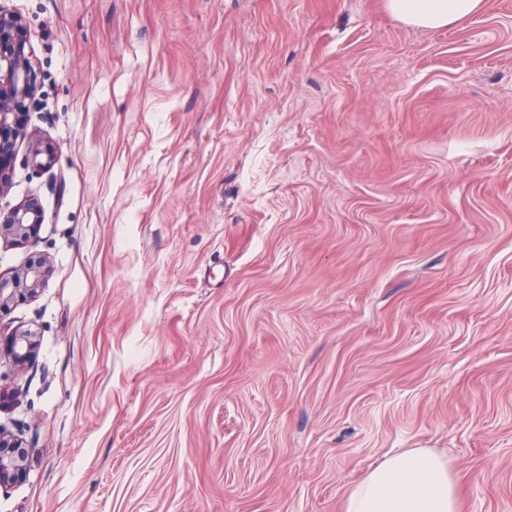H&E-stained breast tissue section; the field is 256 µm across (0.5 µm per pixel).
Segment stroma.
<instances>
[{"label": "stroma", "instance_id": "obj_1", "mask_svg": "<svg viewBox=\"0 0 512 512\" xmlns=\"http://www.w3.org/2000/svg\"><path fill=\"white\" fill-rule=\"evenodd\" d=\"M38 73L0 512H343L389 454L512 512V0H0ZM483 0H387L389 13L406 24L441 28L460 22L482 7ZM26 162L36 170L49 171L54 165L53 147L37 140L32 142ZM45 273L43 265L38 263L13 277L0 276V311L9 308L18 297L35 295L43 283ZM37 346L36 334L31 331H23L1 340L0 350L9 355L15 365L25 366L34 363ZM28 455V448L0 425V489H7L25 479Z\"/></svg>", "mask_w": 512, "mask_h": 512}]
</instances>
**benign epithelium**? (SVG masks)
<instances>
[{"label": "benign epithelium", "instance_id": "obj_1", "mask_svg": "<svg viewBox=\"0 0 512 512\" xmlns=\"http://www.w3.org/2000/svg\"><path fill=\"white\" fill-rule=\"evenodd\" d=\"M38 74L31 62V47L25 23L20 15L0 9V192L7 187L17 159V141L25 134L26 114L37 88ZM26 162L34 169L53 167L54 149L41 141L32 142ZM43 212L37 199H28L7 213H0V235L7 233L19 242L37 235ZM45 269L33 264L10 277L0 276V310L15 299L35 295L43 283ZM36 334L23 331L0 342V350L15 365L34 363ZM29 449L0 426V489L14 486L27 474Z\"/></svg>", "mask_w": 512, "mask_h": 512}]
</instances>
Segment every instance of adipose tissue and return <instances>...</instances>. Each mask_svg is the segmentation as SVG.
<instances>
[{"label": "adipose tissue", "instance_id": "1", "mask_svg": "<svg viewBox=\"0 0 512 512\" xmlns=\"http://www.w3.org/2000/svg\"><path fill=\"white\" fill-rule=\"evenodd\" d=\"M483 0H386L406 24L441 28L478 12ZM344 512H459L456 479L447 460L425 448L388 456L347 494Z\"/></svg>", "mask_w": 512, "mask_h": 512}]
</instances>
